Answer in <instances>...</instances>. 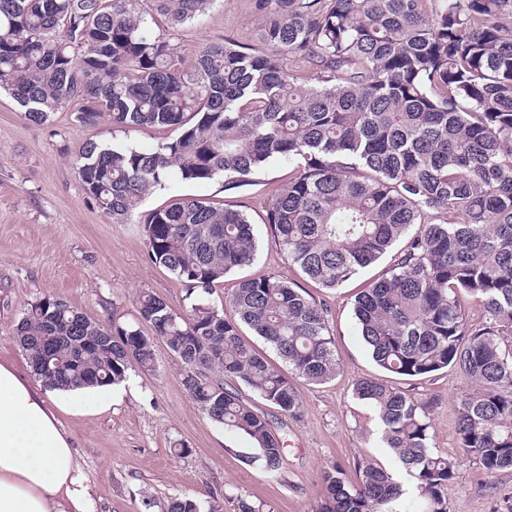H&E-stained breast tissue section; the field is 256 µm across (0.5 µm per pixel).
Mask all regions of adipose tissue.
I'll list each match as a JSON object with an SVG mask.
<instances>
[{"mask_svg":"<svg viewBox=\"0 0 512 512\" xmlns=\"http://www.w3.org/2000/svg\"><path fill=\"white\" fill-rule=\"evenodd\" d=\"M113 393L110 385L35 388L0 364V512H91L71 439L47 405H108Z\"/></svg>","mask_w":512,"mask_h":512,"instance_id":"obj_1","label":"adipose tissue"}]
</instances>
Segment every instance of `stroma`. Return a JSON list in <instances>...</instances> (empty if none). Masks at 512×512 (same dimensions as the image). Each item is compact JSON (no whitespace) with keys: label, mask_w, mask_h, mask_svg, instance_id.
Here are the masks:
<instances>
[{"label":"stroma","mask_w":512,"mask_h":512,"mask_svg":"<svg viewBox=\"0 0 512 512\" xmlns=\"http://www.w3.org/2000/svg\"><path fill=\"white\" fill-rule=\"evenodd\" d=\"M253 0H216L198 22L173 31L170 38L185 60L206 44L232 39L257 45ZM162 131L125 129L103 123L85 128L69 113L50 122H29L17 104L0 96V363L37 384L12 329L28 304L55 296L103 323L134 324L141 296L163 298L176 312L188 310L186 290L147 255L140 224H115L85 193L75 166L79 147L89 139L149 148ZM293 167L273 162L255 184L174 182L142 202L149 211L179 198H205L248 212L259 241L256 261L227 275L218 295L230 294L244 278L273 275L293 282L324 306L340 369L322 385L298 383L300 419H290L237 385L246 401L266 413L283 436L285 465L269 475L255 444L243 434L212 422L181 384L183 366L157 343L156 369L129 372L106 408L56 410L72 440L92 497V512H165L172 497L218 500L224 512H237L238 498L261 505L263 512H316L323 474L341 467L357 484V461L368 460L400 473L396 457L384 448L374 408L354 395L355 383L375 378L418 397H435L432 444L457 456L456 402L471 383L456 369L407 379L386 372L372 360L353 315L356 294L382 275L387 260L364 269L355 279L328 290L289 263L265 224V206ZM186 444L175 453L173 441ZM512 492V470L488 476L463 461L448 485L449 512H493L504 492Z\"/></svg>","instance_id":"35a3bbf8"}]
</instances>
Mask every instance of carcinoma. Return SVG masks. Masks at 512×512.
Instances as JSON below:
<instances>
[{
  "label": "carcinoma",
  "mask_w": 512,
  "mask_h": 512,
  "mask_svg": "<svg viewBox=\"0 0 512 512\" xmlns=\"http://www.w3.org/2000/svg\"><path fill=\"white\" fill-rule=\"evenodd\" d=\"M214 2L0 0V92L27 120L71 107L83 127L177 132L150 149L89 140L78 173L112 223L144 225L149 259L184 285L189 310L149 294L138 325L107 326L45 295L14 328L33 373L50 389L119 384L155 370L158 336L194 403L278 475L281 438L232 384L300 417L296 381L323 384L340 368L324 308L274 276L213 298L255 260L246 212L191 198L138 208L171 181L250 185L288 161L294 174L265 216L287 260L333 289L391 255L354 304L373 361L407 378L460 371L474 384L458 398L463 457L489 475L512 469V0H254L266 49L211 42L187 68L154 28L198 21ZM243 325L292 375L242 340ZM354 394L376 408L410 487L369 461L356 485L336 467L318 512H448L459 458L431 446L433 401L368 378ZM166 512L223 508L175 498Z\"/></svg>",
  "instance_id": "carcinoma-1"
}]
</instances>
